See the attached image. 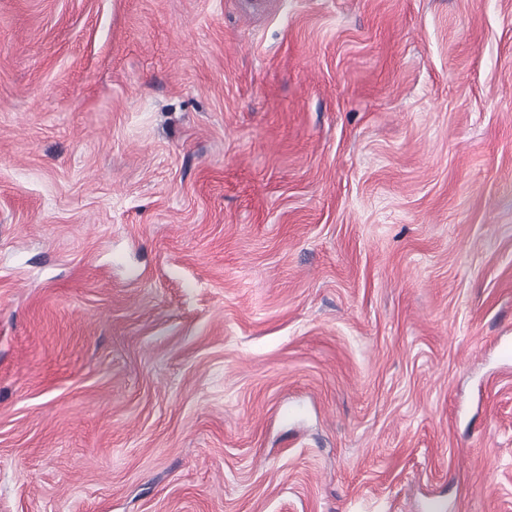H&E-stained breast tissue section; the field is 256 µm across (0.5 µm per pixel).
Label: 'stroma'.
<instances>
[{
  "instance_id": "35a3bbf8",
  "label": "stroma",
  "mask_w": 512,
  "mask_h": 512,
  "mask_svg": "<svg viewBox=\"0 0 512 512\" xmlns=\"http://www.w3.org/2000/svg\"><path fill=\"white\" fill-rule=\"evenodd\" d=\"M512 512V0H0V512Z\"/></svg>"
}]
</instances>
